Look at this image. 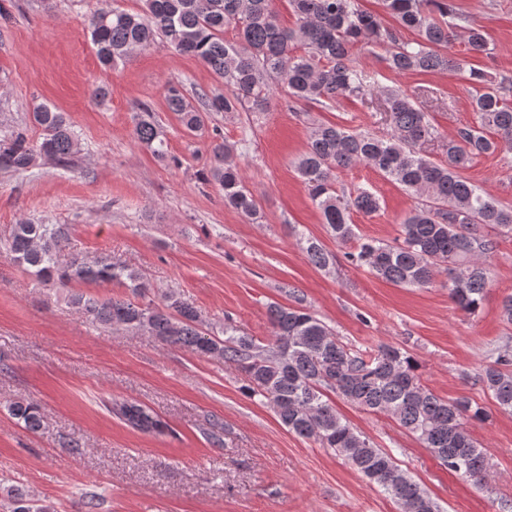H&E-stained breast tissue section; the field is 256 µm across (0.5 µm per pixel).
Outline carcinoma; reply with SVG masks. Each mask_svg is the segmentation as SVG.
Returning a JSON list of instances; mask_svg holds the SVG:
<instances>
[{"instance_id": "obj_1", "label": "carcinoma", "mask_w": 512, "mask_h": 512, "mask_svg": "<svg viewBox=\"0 0 512 512\" xmlns=\"http://www.w3.org/2000/svg\"><path fill=\"white\" fill-rule=\"evenodd\" d=\"M138 11L119 5L91 11L89 30L100 65L114 69L133 54L160 40L181 55L209 67L222 88L188 101L183 86L169 83L167 108L189 133L203 129L209 112H265L279 90L295 102L317 103L331 110L342 99L378 98L386 107L391 133L347 129L335 123L312 124L307 145L294 168L312 204L336 242L357 238L351 214L379 209L368 188L345 191L337 173L367 164L415 199L393 241L366 239L349 254L352 263L402 288H424L435 274L448 276V298L466 314L482 304L488 263L496 249L494 236L512 237V207L463 175L474 156L512 148V95L507 76L494 80L486 71L464 69L448 55L455 37L464 40L472 57H489L487 33L469 24L449 0H381L383 13L361 7L360 0H285L292 25L279 19L276 0H141ZM391 17L393 23L385 21ZM232 27L237 40L224 39ZM415 33L407 39L403 31ZM381 48L383 61L395 73L466 72L474 86V121L443 140L445 163L431 160L428 147L439 139L429 112L404 90L380 85L374 75L353 64L352 50ZM31 121L40 129L33 142L19 128L0 139V171L23 172L40 160L70 166L80 145L66 115L47 104L34 107ZM135 143L169 163L164 128L149 105L133 114ZM205 181L222 193L224 204L251 221L260 218L253 194L245 185L237 147L213 139ZM491 228L495 235L485 232ZM71 225L22 221L12 226L0 248L17 265L64 294L67 304L88 319L146 331L175 347L234 364L253 397L266 401L283 426L329 448L375 483L400 512H439L429 492L412 479L388 452L357 431L336 412L327 392L371 412L390 415L449 471L490 488L484 449L468 425L486 419L470 400H448L422 383L418 366L403 349L387 344L360 349L344 343L335 330L304 305V295L291 288L290 303L272 304L268 319L272 342L261 344L224 324L223 335L208 329L201 313L173 288L148 298L152 286L143 275L108 255L84 259L67 253ZM309 262L325 270L335 255L312 238L306 240ZM118 284L127 298L90 294L78 285ZM478 382L512 415V350L497 355L478 374ZM112 414L141 433L161 435L167 424L151 409L113 402ZM9 415L37 433L43 417L39 406L25 400L8 405ZM3 512H52L21 485L0 489Z\"/></svg>"}]
</instances>
